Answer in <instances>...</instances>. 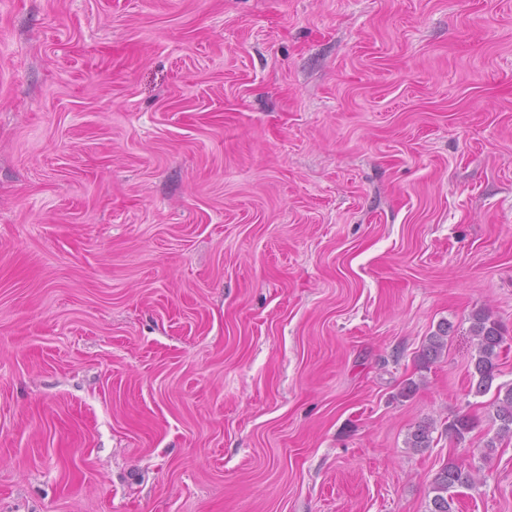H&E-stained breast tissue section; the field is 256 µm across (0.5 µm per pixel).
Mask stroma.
Returning <instances> with one entry per match:
<instances>
[{
	"label": "stroma",
	"instance_id": "35a3bbf8",
	"mask_svg": "<svg viewBox=\"0 0 512 512\" xmlns=\"http://www.w3.org/2000/svg\"><path fill=\"white\" fill-rule=\"evenodd\" d=\"M481 309L512 0H0V512H512ZM471 333L476 340V353L471 358V387L475 396L489 393L499 374V354L505 337L499 323L485 311L472 315ZM451 326L448 322H442L438 328L427 338L420 360L422 366L426 367L436 361L448 347V333ZM474 484L475 478L471 471L454 462H447L431 485V493L434 495L428 512H455L454 490L459 487H472Z\"/></svg>",
	"mask_w": 512,
	"mask_h": 512
}]
</instances>
